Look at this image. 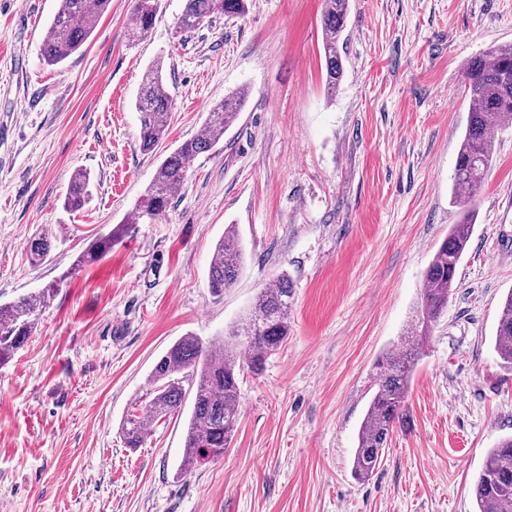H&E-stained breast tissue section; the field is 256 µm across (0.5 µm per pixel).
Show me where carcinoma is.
<instances>
[{
	"label": "carcinoma",
	"mask_w": 512,
	"mask_h": 512,
	"mask_svg": "<svg viewBox=\"0 0 512 512\" xmlns=\"http://www.w3.org/2000/svg\"><path fill=\"white\" fill-rule=\"evenodd\" d=\"M111 0H59L46 27L39 51L48 65L64 62L89 39L96 22ZM248 0H183L178 29L193 32L211 21L215 14L236 18L247 11ZM349 0H324L322 48L328 97L336 95L343 77L338 49L348 16ZM158 0H135L132 37L147 34L155 21ZM469 93L468 123L457 153L451 201L470 205L480 192L491 165L496 126L512 123V45L492 48L468 62L464 69ZM245 91L224 97L208 112L201 134L184 141L157 167L145 193L131 216V223L163 216L172 198L187 180L188 160L210 151L237 119ZM174 104L164 90L163 63L155 61L145 72L136 99L140 142L151 152L165 137ZM91 195V179L78 170L71 177L64 205L78 210ZM128 225L118 224L93 245L82 262L95 260L123 238ZM474 232L473 211L451 226L434 251L423 276L420 303L401 344L378 362L376 389L360 424L352 472L359 480L370 478L378 468L390 430L399 418L408 395L414 366L425 340L441 317L448 299L457 288L458 267ZM34 260L45 258L52 249V238L41 233L26 245ZM244 262V249L230 225L215 245L208 270V288L222 294L232 287ZM54 287L19 296L0 304V364L13 358L27 342L40 312ZM292 288L288 277L279 276L261 289L241 322L219 339L204 343L196 336L179 339L156 364L150 381L151 398L134 408L121 424L129 448H139L148 436L149 424L181 408L187 390H193L194 403L184 444V470L200 461L224 455L238 425V376L247 367L256 373L265 361L280 350L288 338V314ZM495 348L506 367L512 368V292L506 297L495 331ZM476 512H512V438L491 449L474 484Z\"/></svg>",
	"instance_id": "cac0c4a2"
}]
</instances>
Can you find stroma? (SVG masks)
I'll use <instances>...</instances> for the list:
<instances>
[{"instance_id":"stroma-1","label":"stroma","mask_w":512,"mask_h":512,"mask_svg":"<svg viewBox=\"0 0 512 512\" xmlns=\"http://www.w3.org/2000/svg\"><path fill=\"white\" fill-rule=\"evenodd\" d=\"M58 0H0V304L57 290L0 365V512H476L487 452L512 436V369L494 348L512 292V125L476 197L475 229L373 476L351 471L376 364L399 343L424 270L458 223L450 201L469 96L463 69L512 45V0H349L344 76L325 95L323 0H250L178 35L183 0H159L130 36L134 0H111L82 49L45 64ZM162 61L175 107L154 153L135 101ZM246 90L223 139L193 158L165 216L141 220L96 261L81 256L132 212L164 156L212 104ZM92 197L72 211L76 170ZM235 226L242 274L207 287ZM49 255L31 262L40 232ZM287 275L288 340L239 376L224 456L181 474L190 407L120 423L179 338L209 341Z\"/></svg>"}]
</instances>
